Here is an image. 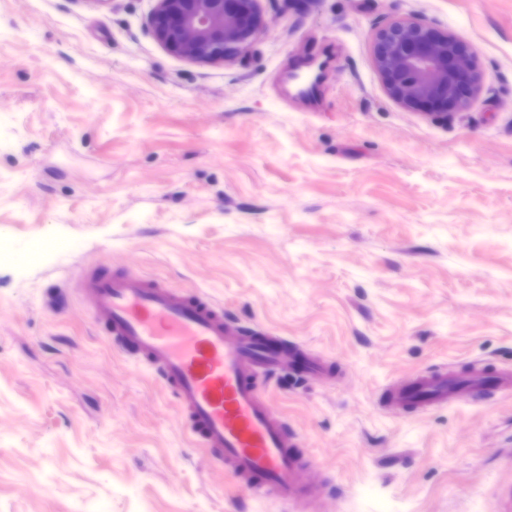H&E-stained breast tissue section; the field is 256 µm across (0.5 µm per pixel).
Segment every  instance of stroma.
<instances>
[{
    "mask_svg": "<svg viewBox=\"0 0 512 512\" xmlns=\"http://www.w3.org/2000/svg\"><path fill=\"white\" fill-rule=\"evenodd\" d=\"M254 6L211 63L155 39L156 0H0V512H295L190 449L82 301L101 264L298 349L267 384L326 484L305 512H507L512 391L389 402L416 372L512 371V0ZM402 20L471 51L466 104L389 95L375 43Z\"/></svg>",
    "mask_w": 512,
    "mask_h": 512,
    "instance_id": "35a3bbf8",
    "label": "stroma"
}]
</instances>
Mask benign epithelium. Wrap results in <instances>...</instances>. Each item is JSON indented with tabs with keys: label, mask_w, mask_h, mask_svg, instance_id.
<instances>
[{
	"label": "benign epithelium",
	"mask_w": 512,
	"mask_h": 512,
	"mask_svg": "<svg viewBox=\"0 0 512 512\" xmlns=\"http://www.w3.org/2000/svg\"><path fill=\"white\" fill-rule=\"evenodd\" d=\"M255 0H157L153 33L170 52L194 61L229 60L255 35ZM376 66L389 94L408 107L441 114L477 88L473 55L450 35L398 22L381 32Z\"/></svg>",
	"instance_id": "1"
}]
</instances>
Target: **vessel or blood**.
<instances>
[{
    "label": "vessel or blood",
    "mask_w": 512,
    "mask_h": 512,
    "mask_svg": "<svg viewBox=\"0 0 512 512\" xmlns=\"http://www.w3.org/2000/svg\"><path fill=\"white\" fill-rule=\"evenodd\" d=\"M80 293L113 345L138 354L161 378L193 445L280 502L297 504L312 495L306 462L292 451L288 425L259 384L260 376L291 366L295 353L282 339L238 330L223 306L206 296L135 273L95 268ZM511 389L512 373H433L402 386L395 402L445 406Z\"/></svg>",
    "instance_id": "1"
}]
</instances>
